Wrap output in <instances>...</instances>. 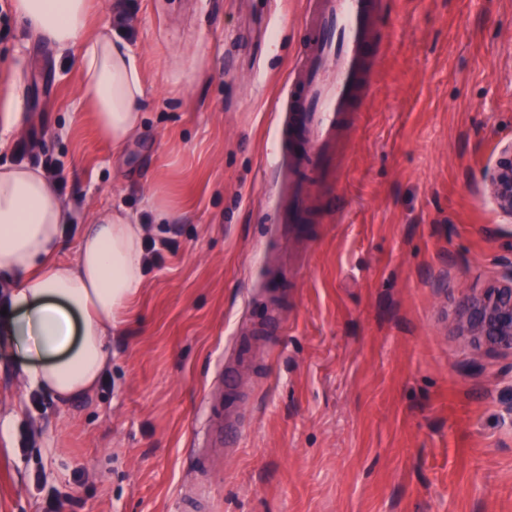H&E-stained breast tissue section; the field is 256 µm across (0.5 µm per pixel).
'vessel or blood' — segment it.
<instances>
[{"instance_id":"b4317fda","label":"vessel or blood","mask_w":512,"mask_h":512,"mask_svg":"<svg viewBox=\"0 0 512 512\" xmlns=\"http://www.w3.org/2000/svg\"><path fill=\"white\" fill-rule=\"evenodd\" d=\"M380 0H306V42L288 79L278 138L288 168L274 187L281 207L276 224L306 223L311 174L332 182L341 163L342 137L359 100L370 91Z\"/></svg>"}]
</instances>
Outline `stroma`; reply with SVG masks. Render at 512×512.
Wrapping results in <instances>:
<instances>
[{
    "label": "stroma",
    "mask_w": 512,
    "mask_h": 512,
    "mask_svg": "<svg viewBox=\"0 0 512 512\" xmlns=\"http://www.w3.org/2000/svg\"><path fill=\"white\" fill-rule=\"evenodd\" d=\"M148 78L119 152L73 55L0 0V115L23 103L71 203L62 260L120 206L162 260L95 391H30L0 335V512H181L192 435L225 371L241 421L205 512H512V356L478 352L458 304L512 261L484 173L512 141V0H381L382 51L309 223L272 227L280 91L303 0H96ZM165 196L156 223L148 199ZM281 331L262 333L268 297Z\"/></svg>",
    "instance_id": "obj_1"
}]
</instances>
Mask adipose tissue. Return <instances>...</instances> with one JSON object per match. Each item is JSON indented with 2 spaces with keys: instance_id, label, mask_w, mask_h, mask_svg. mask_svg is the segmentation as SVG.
I'll use <instances>...</instances> for the list:
<instances>
[{
  "instance_id": "obj_1",
  "label": "adipose tissue",
  "mask_w": 512,
  "mask_h": 512,
  "mask_svg": "<svg viewBox=\"0 0 512 512\" xmlns=\"http://www.w3.org/2000/svg\"><path fill=\"white\" fill-rule=\"evenodd\" d=\"M18 20L59 54L75 53L97 127L121 150L142 123L147 78L109 26L87 29L94 0H14ZM70 205L42 168L0 163V274L11 316L0 333L22 354L27 387L62 400L88 393L110 365V339L144 281L146 230L123 208L90 219L75 261L63 262Z\"/></svg>"
}]
</instances>
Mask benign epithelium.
Returning a JSON list of instances; mask_svg holds the SVG:
<instances>
[{
	"label": "benign epithelium",
	"mask_w": 512,
	"mask_h": 512,
	"mask_svg": "<svg viewBox=\"0 0 512 512\" xmlns=\"http://www.w3.org/2000/svg\"><path fill=\"white\" fill-rule=\"evenodd\" d=\"M485 180L498 208L512 218V142L500 150ZM461 307L463 335L483 352L512 355V262L501 267L495 285L465 297Z\"/></svg>",
	"instance_id": "obj_1"
}]
</instances>
